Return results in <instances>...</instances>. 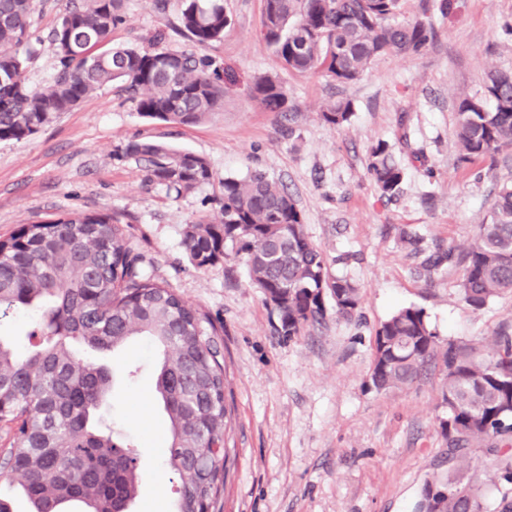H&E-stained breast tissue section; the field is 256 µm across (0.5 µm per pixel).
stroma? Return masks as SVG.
<instances>
[{"instance_id":"stroma-1","label":"stroma","mask_w":512,"mask_h":512,"mask_svg":"<svg viewBox=\"0 0 512 512\" xmlns=\"http://www.w3.org/2000/svg\"><path fill=\"white\" fill-rule=\"evenodd\" d=\"M66 0H37L32 19L31 85L49 82L56 50L48 34ZM185 0H124V24L111 42L193 50L178 31ZM402 0L396 22L432 23L417 54L377 58L351 85L321 74L285 70L261 36L263 0H224L233 19L203 50L213 68L232 75L222 112L191 125L142 117L114 83L84 98L38 133L0 141V238L19 225L106 210L126 214L130 246L181 298L213 319L227 370L230 460L219 512H417L426 480L447 475V418L440 363L412 386L377 391L370 382L375 332L397 308L426 313L441 342L488 350L512 327V294L476 310L462 298V269L428 258L472 244L502 184L512 182V153L459 158L455 129L461 95L480 97L489 72L512 71V0ZM260 75L278 77L287 113L250 98ZM353 104L340 128L319 118L331 100ZM153 141L205 157L213 177L176 196L150 182L123 153ZM386 142L406 170L399 194L381 196L366 170L368 150ZM260 169L295 196L310 240L332 276L360 291L357 314L328 311L320 324L288 338L250 286L243 257L196 268L182 246L190 221L214 218L228 176ZM114 375L101 414L139 447L143 478L133 512H166L174 475L161 443L168 423L155 402L156 353L134 339L116 353L95 354Z\"/></svg>"}]
</instances>
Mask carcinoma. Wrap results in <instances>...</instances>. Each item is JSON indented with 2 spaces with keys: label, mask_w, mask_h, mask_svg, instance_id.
<instances>
[{
  "label": "carcinoma",
  "mask_w": 512,
  "mask_h": 512,
  "mask_svg": "<svg viewBox=\"0 0 512 512\" xmlns=\"http://www.w3.org/2000/svg\"><path fill=\"white\" fill-rule=\"evenodd\" d=\"M122 0H69L50 41L56 75L39 88L28 84L30 16L35 0H0V141L22 140L50 124L86 96L119 82L144 117L196 124L224 106L226 86L203 56L155 46H107L112 28L125 22ZM401 0H264L262 37L283 66L318 71L350 84L377 57L418 53L432 39L423 20L395 24ZM231 20L223 0H186L180 25L200 48L224 37ZM492 106L471 108L463 97L455 130L461 160L495 158L512 150V73L488 77ZM251 97L267 112L289 111L288 92L259 76ZM348 99L328 103L319 119L330 127L349 122ZM124 155L144 163L149 180L178 195L210 182L205 158L149 141H131ZM367 171L381 192L400 191L404 168L379 142ZM215 219L186 225L182 245L198 268L228 256L244 257L251 284L276 315L275 330L298 336L322 322L331 300L336 313L353 316L359 289L330 275L309 240L304 217L288 188L265 172L224 178ZM462 265L464 301L475 309L512 293V184L499 189L477 240L448 264ZM30 310L37 314L21 353L0 335V428L12 435L0 452V478L20 473L34 512H62L81 501L88 512H129L140 483L135 446L121 433L93 426L91 411L110 391L109 370L77 355L74 346L114 351L136 336L159 352L155 389L170 422L164 448L177 477L172 512L214 507L227 477L228 406L224 358L217 328L144 269L126 243L123 215L102 212L21 224L0 239V321ZM443 364L440 421L448 442V476L426 481L419 512H486L472 449L484 448L493 482L509 489L500 512H512V330L497 332L487 352L461 342L443 344L424 311L404 306L378 328L370 371L379 391L411 385L433 360Z\"/></svg>",
  "instance_id": "carcinoma-1"
}]
</instances>
